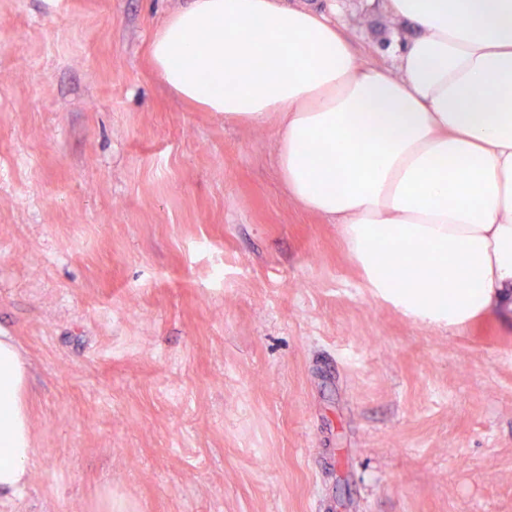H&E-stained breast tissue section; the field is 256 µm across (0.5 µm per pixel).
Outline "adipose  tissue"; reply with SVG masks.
Here are the masks:
<instances>
[{
	"label": "adipose tissue",
	"mask_w": 512,
	"mask_h": 512,
	"mask_svg": "<svg viewBox=\"0 0 512 512\" xmlns=\"http://www.w3.org/2000/svg\"><path fill=\"white\" fill-rule=\"evenodd\" d=\"M397 68L363 63L326 13L285 0H188L151 44L181 99L229 122L278 114L289 195L338 224L366 287L460 326L512 305V0H387ZM29 366L0 336V500L35 454Z\"/></svg>",
	"instance_id": "1"
}]
</instances>
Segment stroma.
<instances>
[{"label":"stroma","instance_id":"stroma-1","mask_svg":"<svg viewBox=\"0 0 512 512\" xmlns=\"http://www.w3.org/2000/svg\"><path fill=\"white\" fill-rule=\"evenodd\" d=\"M184 0H0V332L32 366L0 512H512V321L412 320L275 164L176 97ZM336 15L391 64L385 0Z\"/></svg>","mask_w":512,"mask_h":512}]
</instances>
